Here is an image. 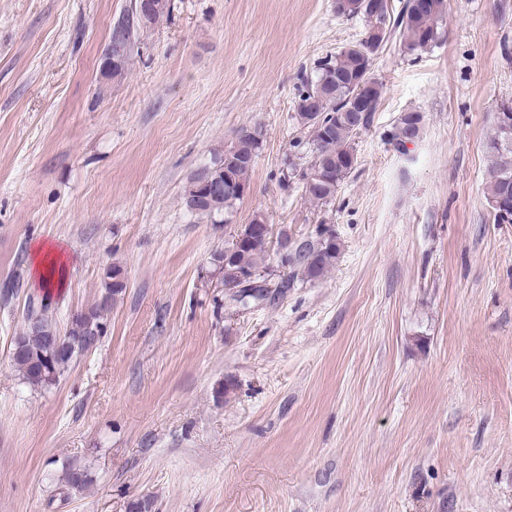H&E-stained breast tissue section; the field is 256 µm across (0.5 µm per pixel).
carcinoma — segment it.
<instances>
[{
    "instance_id": "cac0c4a2",
    "label": "carcinoma",
    "mask_w": 512,
    "mask_h": 512,
    "mask_svg": "<svg viewBox=\"0 0 512 512\" xmlns=\"http://www.w3.org/2000/svg\"><path fill=\"white\" fill-rule=\"evenodd\" d=\"M155 8L146 19L126 12L115 24L113 32L121 33L129 44V55H134L140 44V34L168 16L171 0H154ZM448 14V0H432V9L426 14L416 11L413 0H405L398 13L388 10L384 41L397 39L410 53L422 54L435 47L442 39L444 22ZM368 41H358L327 55L311 74L300 78L295 98L294 119L309 130L314 158L301 172L302 193L313 204L331 202L351 176L359 163L355 139L359 130L370 127L382 98V84L373 80L372 106L367 115L353 126L349 119L351 96L356 83L372 77ZM263 139L246 134L241 129L229 147L217 152L211 163L197 168L189 177L184 191L186 208L210 218L230 213L241 197L222 190L204 197L196 193L203 178H215L225 183L231 178L239 184H250L253 165L251 158L258 156ZM487 201H496L506 191L512 193V141L506 142L500 133L499 120L486 143ZM256 223L247 224L240 232L239 242H232L212 255L214 264L223 274L224 285L234 289L240 285L243 272L262 268L266 259L267 240L254 234ZM295 252L290 256L278 255L282 267L290 271L288 283L318 280L334 267L341 252L338 239L308 237L295 240ZM121 269L114 266L106 271L104 292L90 307L72 316L69 335L61 338L59 330L48 316V304H29L26 329L15 338L19 347L13 363L28 385L46 388L56 383L68 368L73 356L67 352L51 362L48 347L51 341L62 339V344L81 343L89 349L99 342L106 316L126 285L120 280ZM91 483L88 472L70 468L64 474V486L70 490H83Z\"/></svg>"
}]
</instances>
